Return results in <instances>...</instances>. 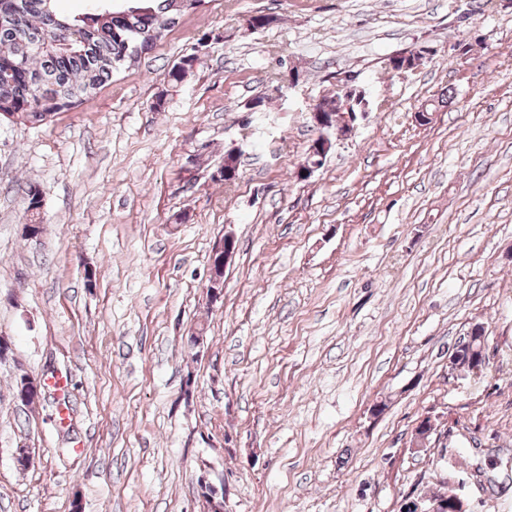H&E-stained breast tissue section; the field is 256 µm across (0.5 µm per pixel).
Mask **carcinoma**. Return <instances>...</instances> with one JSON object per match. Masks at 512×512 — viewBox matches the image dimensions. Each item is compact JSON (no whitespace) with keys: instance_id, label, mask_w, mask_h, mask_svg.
<instances>
[{"instance_id":"cac0c4a2","label":"carcinoma","mask_w":512,"mask_h":512,"mask_svg":"<svg viewBox=\"0 0 512 512\" xmlns=\"http://www.w3.org/2000/svg\"><path fill=\"white\" fill-rule=\"evenodd\" d=\"M61 0H20L18 19L0 17V111L33 125L56 113V101L76 104L96 93L137 44L178 23L185 11L180 0H87L85 11L67 14ZM52 30L47 49L35 50L27 35ZM341 92L325 97L319 107L331 121L341 118ZM32 231L38 232L40 200L36 187L27 191ZM484 327L475 324L471 339L456 345V355L467 357L483 349Z\"/></svg>"}]
</instances>
